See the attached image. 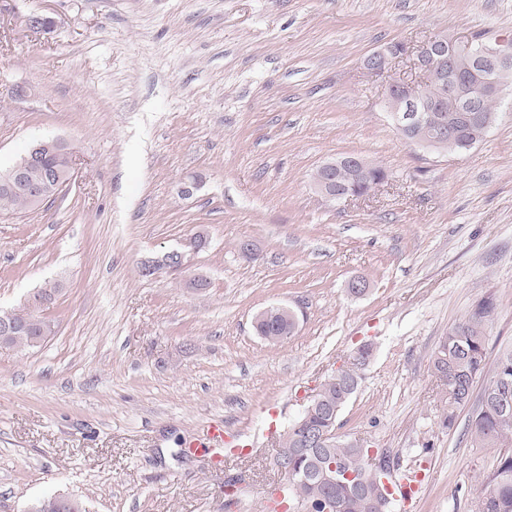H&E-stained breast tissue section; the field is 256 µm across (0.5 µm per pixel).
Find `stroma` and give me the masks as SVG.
Listing matches in <instances>:
<instances>
[{
	"instance_id": "obj_1",
	"label": "stroma",
	"mask_w": 512,
	"mask_h": 512,
	"mask_svg": "<svg viewBox=\"0 0 512 512\" xmlns=\"http://www.w3.org/2000/svg\"><path fill=\"white\" fill-rule=\"evenodd\" d=\"M32 12L51 34L25 28ZM441 32L512 34V0H0V168L41 138L75 149L41 209L0 213V309L63 285L40 347L0 345V512L58 494L89 512H267L279 435L364 344L339 433L415 475L391 512H473L494 452L472 446L468 411L442 426L430 359L485 301L487 365L512 348V93L481 142L438 153L384 103L419 71L362 64ZM352 154L387 181L318 194L316 169ZM173 250L184 274L142 275ZM272 305L298 315L276 344L253 328ZM216 420L236 436L220 466L182 447Z\"/></svg>"
}]
</instances>
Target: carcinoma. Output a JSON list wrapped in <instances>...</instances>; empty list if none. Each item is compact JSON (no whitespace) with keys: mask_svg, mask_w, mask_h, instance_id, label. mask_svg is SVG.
<instances>
[{"mask_svg":"<svg viewBox=\"0 0 512 512\" xmlns=\"http://www.w3.org/2000/svg\"><path fill=\"white\" fill-rule=\"evenodd\" d=\"M415 96L424 101L443 99L442 108L431 113L429 121L402 134L408 141L424 148L443 152H463L477 144L474 140L473 124L467 107L470 98L479 100L481 121L494 123V109L497 98L490 90L482 86L466 88L460 96L444 95L441 83L429 79L425 87ZM454 124L459 135L445 142L436 139L440 125ZM69 166V157L63 152L44 154L41 164L29 171V178L43 182L48 178L55 180L64 174ZM335 187L338 190H351L363 193L387 178V172L381 165L360 159H344L334 173ZM32 209L28 196L23 192H0V211H28ZM492 304L481 303L463 322L456 325L440 341L432 357V371L444 387V412L442 424L446 428L453 426L456 412L468 407L474 386L486 369L485 321ZM12 320L22 327L8 343L10 347L23 350L39 347L37 338H47L51 326L40 310L28 307L23 312L12 313ZM256 333L272 341L279 342L281 337L293 333L292 322L280 314L279 308L272 306L266 316L256 326ZM500 381L512 389V350H507L498 358L490 382ZM321 402L306 409L299 419L288 426V434L299 435L314 433L329 427H335L338 415L332 409L343 408L352 397L336 377L329 376L318 386ZM469 434L476 448L496 449L493 469L482 482L476 512H512V407L505 408L500 398L488 389H483L478 405L469 419ZM283 456L295 468L303 470L288 479L285 500L291 503L296 512H323L322 499L328 494L327 486L319 480L317 470L328 461H336V471L350 472L361 476L364 487L344 482H336V508L338 512H377L376 503L391 497L382 481V475L374 472L368 460L367 449L346 441H338L330 448L301 456L293 440L282 445ZM28 512H87L85 503L75 498L73 505L66 507L61 496L53 495L32 503Z\"/></svg>","mask_w":512,"mask_h":512,"instance_id":"cac0c4a2","label":"carcinoma"}]
</instances>
